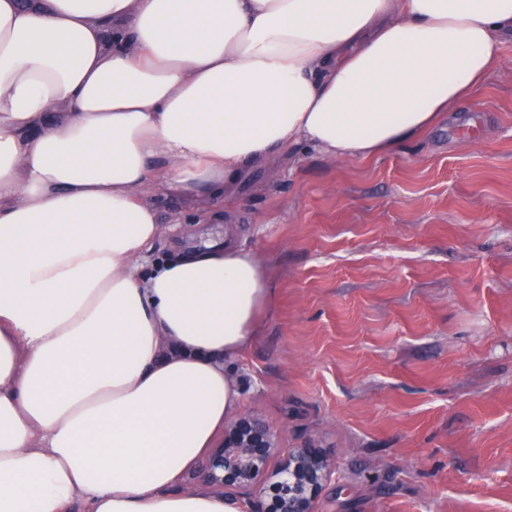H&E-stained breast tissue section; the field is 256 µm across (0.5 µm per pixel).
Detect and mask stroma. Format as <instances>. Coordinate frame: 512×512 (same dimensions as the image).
Wrapping results in <instances>:
<instances>
[{"label": "stroma", "instance_id": "1", "mask_svg": "<svg viewBox=\"0 0 512 512\" xmlns=\"http://www.w3.org/2000/svg\"><path fill=\"white\" fill-rule=\"evenodd\" d=\"M227 204L203 224L156 200L183 246L260 261L273 293L231 366L236 410L329 455L316 512H512V39L418 140L271 157Z\"/></svg>", "mask_w": 512, "mask_h": 512}]
</instances>
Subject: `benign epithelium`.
I'll return each mask as SVG.
<instances>
[{"label": "benign epithelium", "mask_w": 512, "mask_h": 512, "mask_svg": "<svg viewBox=\"0 0 512 512\" xmlns=\"http://www.w3.org/2000/svg\"><path fill=\"white\" fill-rule=\"evenodd\" d=\"M275 432L262 418L245 412L224 426V438L202 462L203 480L222 490L274 491L270 504L257 501L254 512H315L327 485L332 461L318 448H291L276 466Z\"/></svg>", "instance_id": "benign-epithelium-1"}]
</instances>
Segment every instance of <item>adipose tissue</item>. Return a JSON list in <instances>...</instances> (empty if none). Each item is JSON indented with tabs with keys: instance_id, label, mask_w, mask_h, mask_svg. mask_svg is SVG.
Instances as JSON below:
<instances>
[{
	"instance_id": "obj_1",
	"label": "adipose tissue",
	"mask_w": 512,
	"mask_h": 512,
	"mask_svg": "<svg viewBox=\"0 0 512 512\" xmlns=\"http://www.w3.org/2000/svg\"><path fill=\"white\" fill-rule=\"evenodd\" d=\"M512 0H0V512H245L180 486L272 291L152 198L370 160L470 98Z\"/></svg>"
}]
</instances>
